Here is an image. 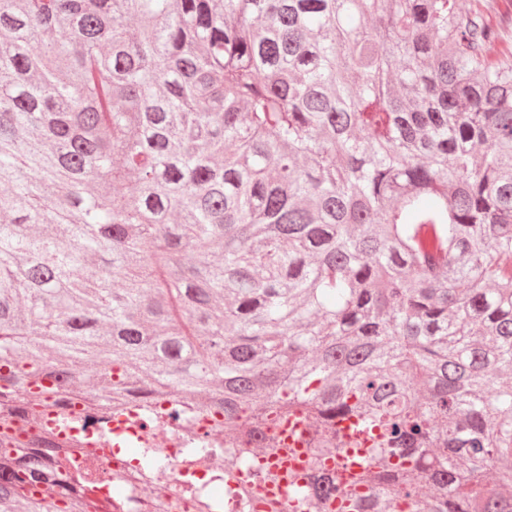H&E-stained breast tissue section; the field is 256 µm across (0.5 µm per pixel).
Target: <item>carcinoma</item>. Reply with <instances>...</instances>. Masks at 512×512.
<instances>
[{
	"label": "carcinoma",
	"instance_id": "carcinoma-1",
	"mask_svg": "<svg viewBox=\"0 0 512 512\" xmlns=\"http://www.w3.org/2000/svg\"><path fill=\"white\" fill-rule=\"evenodd\" d=\"M0 215V512H512V0H0Z\"/></svg>",
	"mask_w": 512,
	"mask_h": 512
}]
</instances>
